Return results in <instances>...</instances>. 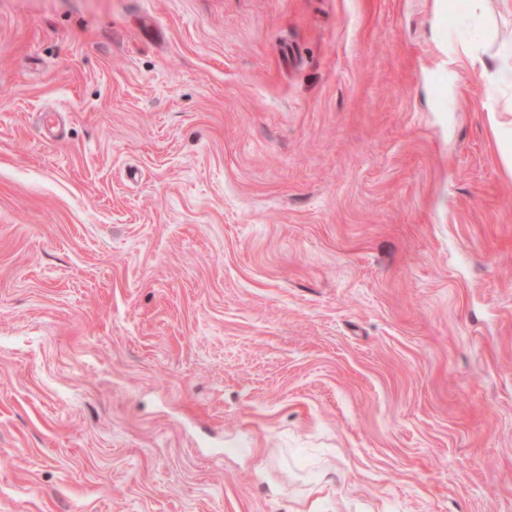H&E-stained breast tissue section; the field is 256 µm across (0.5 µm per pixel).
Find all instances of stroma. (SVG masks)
<instances>
[{"mask_svg":"<svg viewBox=\"0 0 512 512\" xmlns=\"http://www.w3.org/2000/svg\"><path fill=\"white\" fill-rule=\"evenodd\" d=\"M484 15L0 0V512H512Z\"/></svg>","mask_w":512,"mask_h":512,"instance_id":"35a3bbf8","label":"stroma"}]
</instances>
